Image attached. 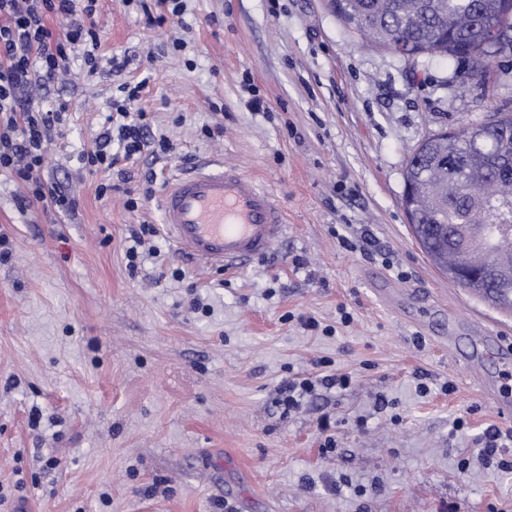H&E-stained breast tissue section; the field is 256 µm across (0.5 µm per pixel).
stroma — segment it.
Here are the masks:
<instances>
[{
    "label": "stroma",
    "instance_id": "obj_1",
    "mask_svg": "<svg viewBox=\"0 0 512 512\" xmlns=\"http://www.w3.org/2000/svg\"><path fill=\"white\" fill-rule=\"evenodd\" d=\"M185 4L165 20L154 0H96V73L40 90V105H70L43 176L69 185L76 213L18 210L0 178V512H512V472L478 458L480 434L512 422L418 327L482 320L512 337V313L450 282L401 203L422 139L512 109V49L463 94L455 65L362 45L328 0ZM144 77L138 106L172 154L130 164L131 188L149 189L133 212L123 191L97 195L117 176L79 155ZM186 157L273 191L288 233L270 254L227 272L162 233L129 268L132 230L160 224L161 181ZM371 273L404 289L403 309ZM296 374L351 384L285 413L275 389Z\"/></svg>",
    "mask_w": 512,
    "mask_h": 512
}]
</instances>
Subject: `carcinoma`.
I'll return each instance as SVG.
<instances>
[{"mask_svg": "<svg viewBox=\"0 0 512 512\" xmlns=\"http://www.w3.org/2000/svg\"><path fill=\"white\" fill-rule=\"evenodd\" d=\"M370 47L419 52L463 64L467 87L512 45V0H330ZM403 207L413 235L448 279L502 310L512 309V242L481 245L472 226L512 214V113L424 138L404 171ZM474 267L481 278L459 281Z\"/></svg>", "mask_w": 512, "mask_h": 512, "instance_id": "cac0c4a2", "label": "carcinoma"}]
</instances>
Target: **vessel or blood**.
Returning a JSON list of instances; mask_svg holds the SVG:
<instances>
[{
	"label": "vessel or blood",
	"mask_w": 512,
	"mask_h": 512,
	"mask_svg": "<svg viewBox=\"0 0 512 512\" xmlns=\"http://www.w3.org/2000/svg\"><path fill=\"white\" fill-rule=\"evenodd\" d=\"M161 224L176 249L213 267L238 269L266 255L288 231L274 194L236 166L209 159L191 171L167 178L161 191ZM478 345L496 358L512 354V339L494 326L476 325ZM471 379L500 418L512 419V393Z\"/></svg>",
	"instance_id": "1"
}]
</instances>
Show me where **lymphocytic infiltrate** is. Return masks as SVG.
Here are the masks:
<instances>
[{"label":"lymphocytic infiltrate","mask_w":512,"mask_h":512,"mask_svg":"<svg viewBox=\"0 0 512 512\" xmlns=\"http://www.w3.org/2000/svg\"><path fill=\"white\" fill-rule=\"evenodd\" d=\"M94 2L0 0V175L16 184L13 200L18 209L38 202L68 213L78 208L68 186L41 178L48 148L61 133L69 104L61 101L48 109L34 105L28 90L35 81L54 82L78 54L84 61L81 75L95 73L102 29ZM50 17L62 20V28L51 30L46 24ZM144 88L141 81L122 85V99L113 100L92 148L81 154L85 168L109 171L119 159L131 160L147 150L169 152L167 137L155 134L145 112L135 109ZM349 383L345 374L288 379L277 389V403L289 412L317 390Z\"/></svg>","instance_id":"f902f5d3"}]
</instances>
